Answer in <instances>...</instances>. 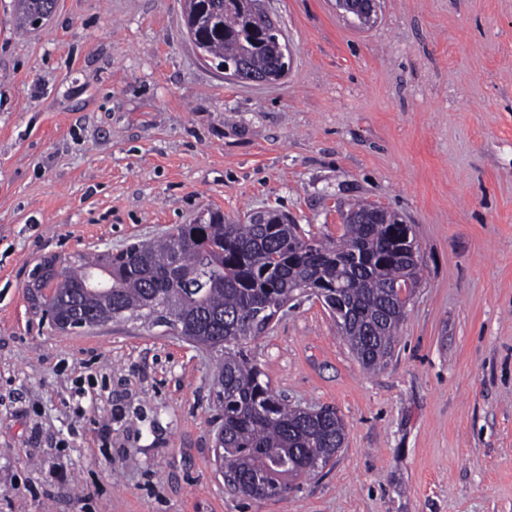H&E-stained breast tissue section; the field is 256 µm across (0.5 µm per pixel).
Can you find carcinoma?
I'll use <instances>...</instances> for the list:
<instances>
[{
    "label": "carcinoma",
    "mask_w": 512,
    "mask_h": 512,
    "mask_svg": "<svg viewBox=\"0 0 512 512\" xmlns=\"http://www.w3.org/2000/svg\"><path fill=\"white\" fill-rule=\"evenodd\" d=\"M55 0H18L26 24ZM258 0H185L187 32L201 51L241 69L243 79L274 80L288 59L283 34L263 32ZM357 203L353 221L336 237H315L278 210L263 222L236 224L209 210L196 224H177L156 241L135 242L116 256L49 272L37 286L45 312L61 320L133 321L165 325L171 333L216 354L214 403L221 421L215 463L233 479L235 492L253 499H281L294 482L329 464L345 444V426L328 407L312 417L261 380L248 343L277 305L302 289L319 287L324 307L345 309L346 339L367 371L392 356L405 302L394 285H418V246L398 245L397 218L387 221Z\"/></svg>",
    "instance_id": "obj_1"
}]
</instances>
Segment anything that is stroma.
<instances>
[{
    "label": "stroma",
    "instance_id": "stroma-1",
    "mask_svg": "<svg viewBox=\"0 0 512 512\" xmlns=\"http://www.w3.org/2000/svg\"><path fill=\"white\" fill-rule=\"evenodd\" d=\"M287 77L225 80L184 0H0V512H512V0H269ZM364 201L412 224L423 272L365 371L324 306L250 341L270 386L330 407L344 448L286 498L213 461L216 356L133 323L55 329L46 269L278 208L336 236ZM56 0H18V17L29 25H33V21L45 13L52 7ZM43 19H37L36 24L42 23Z\"/></svg>",
    "mask_w": 512,
    "mask_h": 512
}]
</instances>
